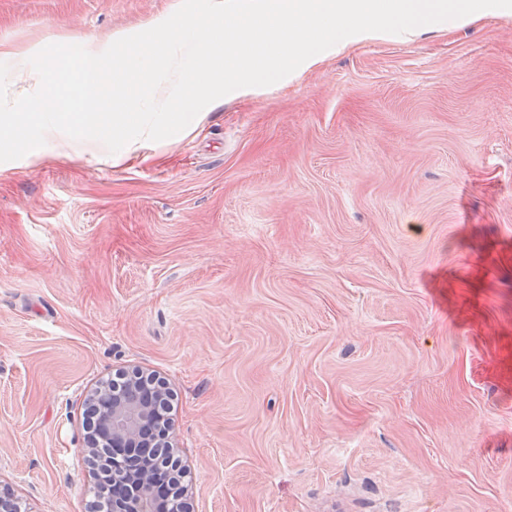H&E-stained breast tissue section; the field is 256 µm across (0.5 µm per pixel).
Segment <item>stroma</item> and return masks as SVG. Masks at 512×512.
<instances>
[{
    "instance_id": "1",
    "label": "stroma",
    "mask_w": 512,
    "mask_h": 512,
    "mask_svg": "<svg viewBox=\"0 0 512 512\" xmlns=\"http://www.w3.org/2000/svg\"><path fill=\"white\" fill-rule=\"evenodd\" d=\"M181 0H0V42ZM0 173V491L89 512L84 401L173 396L194 512H512V20L393 36L115 169Z\"/></svg>"
}]
</instances>
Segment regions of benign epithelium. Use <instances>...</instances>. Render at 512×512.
I'll return each instance as SVG.
<instances>
[{
    "instance_id": "benign-epithelium-1",
    "label": "benign epithelium",
    "mask_w": 512,
    "mask_h": 512,
    "mask_svg": "<svg viewBox=\"0 0 512 512\" xmlns=\"http://www.w3.org/2000/svg\"><path fill=\"white\" fill-rule=\"evenodd\" d=\"M131 376L152 387L150 399L141 398L132 386L112 390L106 382L90 396L98 418L96 432L87 440L88 453L110 449L111 478L124 489L122 497L112 499V512H193L186 491L173 480L179 471L176 448L168 410L159 406L168 388L140 369Z\"/></svg>"
}]
</instances>
